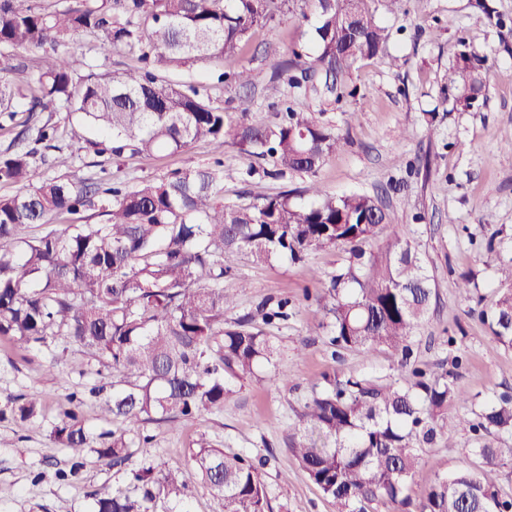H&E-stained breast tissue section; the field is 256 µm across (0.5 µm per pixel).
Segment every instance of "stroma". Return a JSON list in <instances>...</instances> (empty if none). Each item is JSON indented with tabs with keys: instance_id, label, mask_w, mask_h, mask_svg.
I'll list each match as a JSON object with an SVG mask.
<instances>
[{
	"instance_id": "35a3bbf8",
	"label": "stroma",
	"mask_w": 512,
	"mask_h": 512,
	"mask_svg": "<svg viewBox=\"0 0 512 512\" xmlns=\"http://www.w3.org/2000/svg\"><path fill=\"white\" fill-rule=\"evenodd\" d=\"M377 19L390 32L378 57L356 63L338 80L356 88V97L334 99L326 88L305 92L284 88L282 99L296 110L320 113L348 143L332 154L317 176L290 174L283 178L247 176L248 167H261L232 145L223 151L199 143L193 148L150 156H125L97 167L87 151L73 168L75 175L95 180L103 176L128 185L144 178L164 179L172 173L206 168L217 175L219 197L227 204L247 203L283 190L302 191L310 182L336 195L365 193L395 217L403 236L415 246L434 278L430 309L409 340L410 362L453 373L467 397L485 398L512 392V348L495 341L482 321L500 289L498 269L512 261V155L501 147L512 139V35L488 25L471 0H405L398 12L385 0H370ZM309 22L285 15L274 24L255 28L237 61L254 69L251 91L256 118L267 119L277 109L263 90L276 62L287 58L291 46L310 62L314 47ZM465 45H458V37ZM97 39L77 36L70 50L98 61L99 73L117 76L139 67L138 50L114 53L99 61ZM475 52L489 71L483 99L470 109L457 106L446 90L448 68L460 48ZM233 64L205 60L178 71H165L166 80L198 88L210 105L229 108L237 95L218 83ZM357 113L352 124L343 115ZM489 221L500 229L489 241L481 226ZM337 249L310 252L303 261L256 263L241 258L224 286H248L234 307L225 310L231 325L258 304L288 302L287 319L267 326L279 352V368L293 381L285 387L269 369L236 388L223 410H210L168 427L146 423L139 429L143 443L131 449L123 468H112L87 453L77 474L59 480L71 458L49 436L50 425L71 394L98 385L95 364L85 363L75 346L56 341L50 347L21 348L0 337V407L11 397L42 396V417L20 422L0 420V485L11 495L0 499V512H92L100 491L129 486L127 474L143 462L156 468H181L188 483L185 512H224V503L200 480L189 460L198 439L254 460H264L271 512H336L288 451L295 413L324 376L363 377L378 383L397 381L399 352L386 347L371 352L333 350L328 343L329 319L317 295L329 275L345 265ZM469 294H461L463 279ZM462 423L425 448L411 489L412 507L419 512L425 490L438 476L477 465L470 450L475 444L468 407L451 405Z\"/></svg>"
}]
</instances>
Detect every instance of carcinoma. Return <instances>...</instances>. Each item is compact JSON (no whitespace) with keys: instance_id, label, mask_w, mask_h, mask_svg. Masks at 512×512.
<instances>
[{"instance_id":"carcinoma-1","label":"carcinoma","mask_w":512,"mask_h":512,"mask_svg":"<svg viewBox=\"0 0 512 512\" xmlns=\"http://www.w3.org/2000/svg\"><path fill=\"white\" fill-rule=\"evenodd\" d=\"M315 23L313 64L293 73L285 59L265 86L269 96L281 84L313 87L379 55L390 38L368 0H298ZM290 10V0H77L55 12L0 0V69H26L21 52L49 49L50 61L17 83L0 76V112L47 114L45 121L17 134L23 149L0 153V181L25 190L0 198V336L20 345L48 347L58 339L76 346L112 373V391L91 389L99 398L104 426L82 417V398L72 395L51 423L50 437L74 459L90 451L120 467L130 457L131 428L171 424L202 410H222L235 384L276 366L277 349L253 326L288 318V302L264 304L232 326L224 310L234 294L224 288L232 262L246 254L258 262L300 261L317 249H338L350 263L330 277L318 299L330 304V344L369 352L385 346L402 352L428 313L432 276L391 213L364 194L334 196L317 183L297 200L284 190L247 205L218 200L215 173L178 172L161 182L131 187L46 178L40 165L56 151L55 167L70 168L91 147L98 156L183 151L198 142L224 149L226 140L241 153L269 162L264 175L316 176L326 159L347 140L334 134L313 112L278 111L257 122L252 98H238L226 112L157 74L205 59L233 61L253 29ZM93 34L99 53L140 51L143 66L118 77L93 71L83 55L66 49L71 37ZM247 87L251 69L222 74ZM487 71L470 52L448 68V95L472 107L484 96ZM68 117V142L57 144L54 116ZM100 137L92 140L88 131ZM93 209L101 224H68L39 238L20 236L27 224H48L53 216ZM383 228L393 229L385 252L365 255L363 245ZM493 339L512 348V290L501 294L489 321ZM469 401L446 372L409 370L401 385H383L349 376L326 379L296 413L289 450L338 512H368L388 500L396 512H410V491L424 448L456 426L448 406ZM471 402V401H469ZM479 409L472 453L475 467L438 477L428 487L422 512H496L509 503L499 487L503 461H512V394L501 393ZM39 398H17L7 415L26 422L41 415ZM125 425L113 430L109 425ZM197 474L224 501V512H269L259 466L200 440L190 450ZM187 484L177 468L149 464L131 473V488L99 493L96 512H151L158 497L183 502Z\"/></svg>"}]
</instances>
